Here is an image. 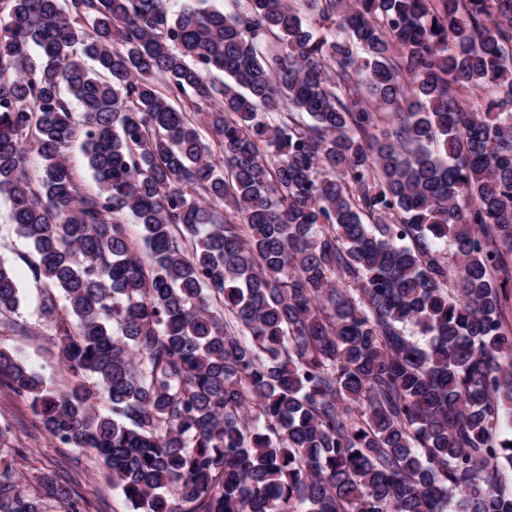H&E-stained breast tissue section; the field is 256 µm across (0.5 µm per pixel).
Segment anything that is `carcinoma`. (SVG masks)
Listing matches in <instances>:
<instances>
[{
	"mask_svg": "<svg viewBox=\"0 0 512 512\" xmlns=\"http://www.w3.org/2000/svg\"><path fill=\"white\" fill-rule=\"evenodd\" d=\"M226 2L0 0V198L70 382L0 379L134 512H512V0ZM19 457L0 512H81Z\"/></svg>",
	"mask_w": 512,
	"mask_h": 512,
	"instance_id": "obj_1",
	"label": "carcinoma"
}]
</instances>
